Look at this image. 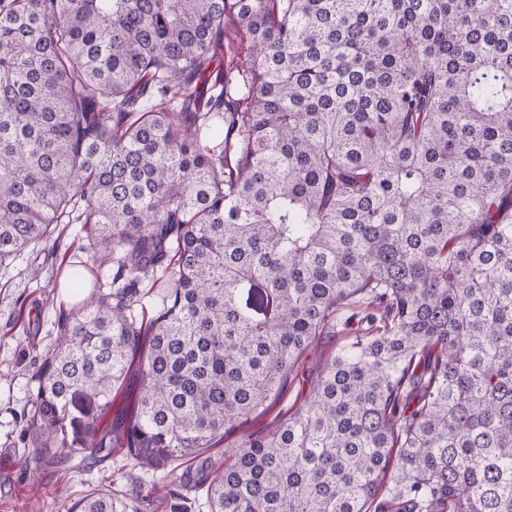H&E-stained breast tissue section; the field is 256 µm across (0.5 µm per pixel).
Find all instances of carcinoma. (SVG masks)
Returning a JSON list of instances; mask_svg holds the SVG:
<instances>
[{
	"label": "carcinoma",
	"instance_id": "obj_1",
	"mask_svg": "<svg viewBox=\"0 0 512 512\" xmlns=\"http://www.w3.org/2000/svg\"><path fill=\"white\" fill-rule=\"evenodd\" d=\"M58 224L99 255L35 459L176 462L177 512H512V0H0V265ZM361 305L298 410L203 457ZM226 37L224 38V52L225 50L228 52V55L224 56V63H228L232 59V55L230 57V53L228 50V45L232 43L234 49L233 52L235 54V59L239 58L244 59L248 53L250 52V42L246 38V35L239 30L238 27H234L231 22L226 20Z\"/></svg>",
	"mask_w": 512,
	"mask_h": 512
}]
</instances>
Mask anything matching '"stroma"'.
Here are the masks:
<instances>
[{"label": "stroma", "instance_id": "1", "mask_svg": "<svg viewBox=\"0 0 512 512\" xmlns=\"http://www.w3.org/2000/svg\"><path fill=\"white\" fill-rule=\"evenodd\" d=\"M56 232L63 250L51 254L43 244H33L0 265V512H70L84 495L107 487L123 501L141 488L148 497L144 512H172L168 492L178 478L132 469L123 454L102 459L84 453L54 465L22 462L29 452L23 413L36 391L34 368L56 342L59 314L77 302L63 288L61 270L66 262L94 258L79 225L60 224ZM357 326L349 312H338L302 353L278 398L252 414L243 432L268 433L300 407L331 356L352 341Z\"/></svg>", "mask_w": 512, "mask_h": 512}]
</instances>
